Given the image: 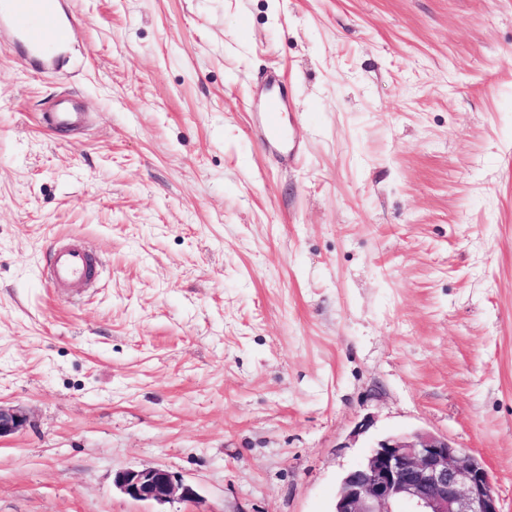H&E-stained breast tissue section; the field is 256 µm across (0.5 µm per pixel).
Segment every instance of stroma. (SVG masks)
<instances>
[{
    "instance_id": "stroma-1",
    "label": "stroma",
    "mask_w": 512,
    "mask_h": 512,
    "mask_svg": "<svg viewBox=\"0 0 512 512\" xmlns=\"http://www.w3.org/2000/svg\"><path fill=\"white\" fill-rule=\"evenodd\" d=\"M68 3L49 67L0 30V512H154L112 483L144 466L201 496L165 512H332L419 429L512 512V0ZM287 106L285 92H280L277 99L266 102L264 115V142L284 144L282 136V113ZM43 118L48 127L61 129L68 126L82 125L84 114L78 112L70 100L62 99L55 104L53 112H45ZM98 257L77 241L52 245L51 262L42 276L56 292L74 288H92ZM30 425V416L19 405L2 404L0 401V439L24 430Z\"/></svg>"
}]
</instances>
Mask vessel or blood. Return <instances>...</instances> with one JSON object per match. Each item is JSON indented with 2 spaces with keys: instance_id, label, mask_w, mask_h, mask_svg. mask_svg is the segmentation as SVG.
I'll list each match as a JSON object with an SVG mask.
<instances>
[{
  "instance_id": "1",
  "label": "vessel or blood",
  "mask_w": 512,
  "mask_h": 512,
  "mask_svg": "<svg viewBox=\"0 0 512 512\" xmlns=\"http://www.w3.org/2000/svg\"><path fill=\"white\" fill-rule=\"evenodd\" d=\"M0 26L8 27L15 42L24 46L28 65H43L54 61L67 48L75 18L62 0H0ZM286 106L287 98L283 95L267 102L265 142H282V114ZM44 121L55 129L76 127L82 125L84 115L70 100L62 99L53 111L45 113ZM98 264V257L81 243H56L43 277L58 292L90 288L95 283Z\"/></svg>"
}]
</instances>
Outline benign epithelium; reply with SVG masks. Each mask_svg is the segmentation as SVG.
I'll list each match as a JSON object with an SVG mask.
<instances>
[{"instance_id": "benign-epithelium-1", "label": "benign epithelium", "mask_w": 512, "mask_h": 512, "mask_svg": "<svg viewBox=\"0 0 512 512\" xmlns=\"http://www.w3.org/2000/svg\"><path fill=\"white\" fill-rule=\"evenodd\" d=\"M30 416L0 403V439L24 430ZM126 496L162 505L193 502L194 488L159 466L128 468L113 477ZM334 512H503L483 463L430 431L388 436L342 479Z\"/></svg>"}]
</instances>
